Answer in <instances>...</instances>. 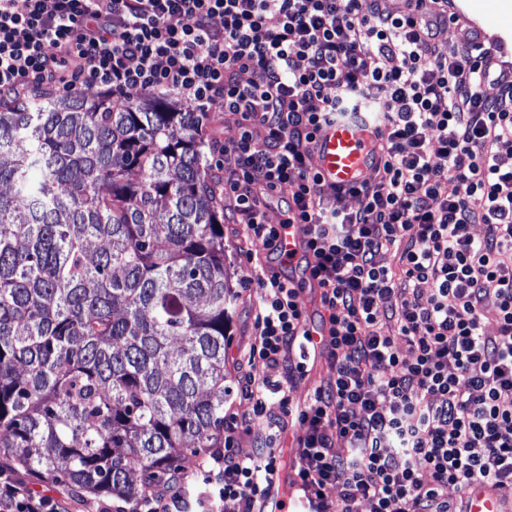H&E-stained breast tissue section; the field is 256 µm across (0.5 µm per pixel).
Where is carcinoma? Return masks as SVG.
Wrapping results in <instances>:
<instances>
[{"mask_svg":"<svg viewBox=\"0 0 512 512\" xmlns=\"http://www.w3.org/2000/svg\"><path fill=\"white\" fill-rule=\"evenodd\" d=\"M205 119L39 88L0 108V466L132 504L224 447L234 295Z\"/></svg>","mask_w":512,"mask_h":512,"instance_id":"cac0c4a2","label":"carcinoma"}]
</instances>
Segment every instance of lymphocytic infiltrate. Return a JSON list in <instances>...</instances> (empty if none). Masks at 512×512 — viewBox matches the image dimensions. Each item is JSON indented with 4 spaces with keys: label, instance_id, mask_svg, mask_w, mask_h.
I'll return each mask as SVG.
<instances>
[{
    "label": "lymphocytic infiltrate",
    "instance_id": "obj_1",
    "mask_svg": "<svg viewBox=\"0 0 512 512\" xmlns=\"http://www.w3.org/2000/svg\"><path fill=\"white\" fill-rule=\"evenodd\" d=\"M456 20L448 0H406L400 13L387 0L365 13L359 0H27L22 11L0 0L1 102L60 84L175 95L195 112L223 104L239 135L213 151L237 156L224 176L233 223L272 248L266 211L279 198L282 222L308 227L327 333L305 330L292 282L258 278L247 362L285 374L245 376L252 412L225 420L223 450L194 480L216 506L256 512L280 468L275 435L258 458L233 448L265 417L269 392L300 431L294 483L310 512H327L331 496L338 512H466L486 491L512 505V167L501 164L512 156V69L480 41L449 47ZM363 106L381 162L360 187L325 193L309 164L317 137ZM393 247L399 281L376 261ZM489 319L496 335L483 332ZM297 345L320 347L335 371L300 410L289 396L306 373ZM0 512L63 510L1 466Z\"/></svg>",
    "mask_w": 512,
    "mask_h": 512
}]
</instances>
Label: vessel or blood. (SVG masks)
I'll list each match as a JSON object with an SVG mask.
<instances>
[{
    "instance_id": "obj_1",
    "label": "vessel or blood",
    "mask_w": 512,
    "mask_h": 512,
    "mask_svg": "<svg viewBox=\"0 0 512 512\" xmlns=\"http://www.w3.org/2000/svg\"><path fill=\"white\" fill-rule=\"evenodd\" d=\"M372 140L369 126L356 120L339 122L322 130L316 154L318 171L328 188L346 190L371 174L378 161L372 153ZM305 241L303 225L288 224L280 228L275 246L282 264L292 267L312 261ZM282 484L281 473H273L261 500V512H286Z\"/></svg>"
}]
</instances>
